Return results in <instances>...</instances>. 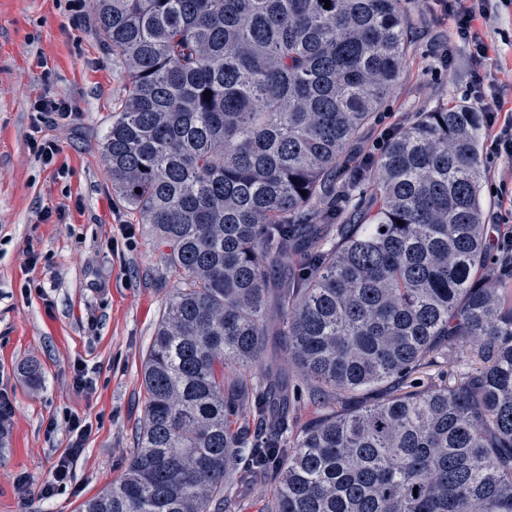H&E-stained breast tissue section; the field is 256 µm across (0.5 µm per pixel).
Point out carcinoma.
<instances>
[{"label": "carcinoma", "instance_id": "1", "mask_svg": "<svg viewBox=\"0 0 512 512\" xmlns=\"http://www.w3.org/2000/svg\"><path fill=\"white\" fill-rule=\"evenodd\" d=\"M325 3L95 0L128 84L102 134L112 193L179 286L137 451L81 512H234L243 461L273 481L266 512H512V250L483 222L484 113L419 112L350 163L407 19ZM438 364L449 381L418 382Z\"/></svg>", "mask_w": 512, "mask_h": 512}]
</instances>
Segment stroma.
Wrapping results in <instances>:
<instances>
[{"instance_id": "obj_1", "label": "stroma", "mask_w": 512, "mask_h": 512, "mask_svg": "<svg viewBox=\"0 0 512 512\" xmlns=\"http://www.w3.org/2000/svg\"><path fill=\"white\" fill-rule=\"evenodd\" d=\"M483 6L476 31L491 50L479 61L438 0H404L410 59L356 154L381 152L413 113L474 106L476 74L493 111L512 115V0ZM126 90L120 58L97 34L94 0H0V397L9 403L0 415V512H79L136 450L142 361L178 278L112 193L101 136ZM44 96L69 112L45 120L34 109ZM34 139L58 145L53 162L31 149ZM481 157L484 219L512 225L500 205L512 196V158L486 146ZM31 361L37 385L23 373ZM78 363L92 393L73 384ZM73 415L92 431L71 482L41 498L70 446Z\"/></svg>"}]
</instances>
